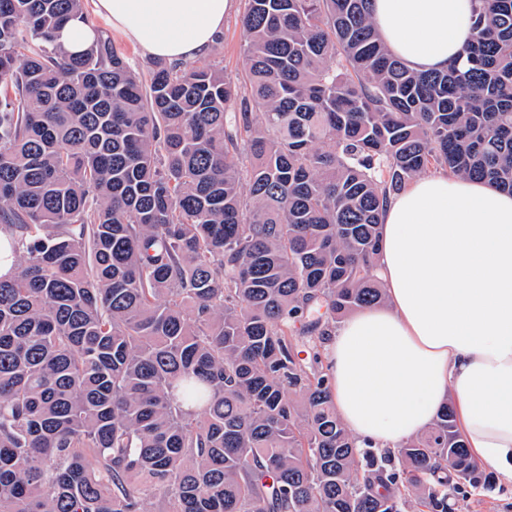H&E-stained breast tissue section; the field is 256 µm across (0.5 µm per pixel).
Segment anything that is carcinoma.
<instances>
[{
    "mask_svg": "<svg viewBox=\"0 0 512 512\" xmlns=\"http://www.w3.org/2000/svg\"><path fill=\"white\" fill-rule=\"evenodd\" d=\"M476 2L418 73L372 0H247L235 83L100 30L67 50L84 0H0V512H449L492 485L450 406L357 447L298 351L385 300L410 179L512 190V0ZM57 39L72 51L83 50L95 37L94 30L81 21L68 24L58 34Z\"/></svg>",
    "mask_w": 512,
    "mask_h": 512,
    "instance_id": "cac0c4a2",
    "label": "carcinoma"
}]
</instances>
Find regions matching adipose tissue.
Wrapping results in <instances>:
<instances>
[{
	"mask_svg": "<svg viewBox=\"0 0 512 512\" xmlns=\"http://www.w3.org/2000/svg\"><path fill=\"white\" fill-rule=\"evenodd\" d=\"M151 58L206 57L234 0H92ZM473 0H373L391 54L447 68L473 37ZM384 304L326 343L336 413L359 440L393 448L445 405L472 459L512 484V193L447 172L412 180L380 216Z\"/></svg>",
	"mask_w": 512,
	"mask_h": 512,
	"instance_id": "obj_1",
	"label": "adipose tissue"
}]
</instances>
